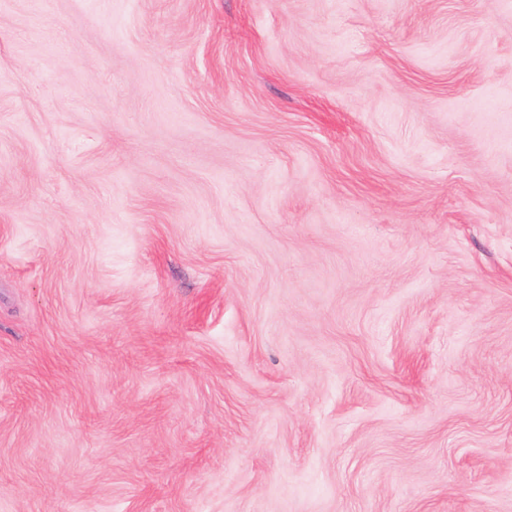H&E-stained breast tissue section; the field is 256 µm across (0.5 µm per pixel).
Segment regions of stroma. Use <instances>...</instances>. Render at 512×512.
Here are the masks:
<instances>
[{
	"mask_svg": "<svg viewBox=\"0 0 512 512\" xmlns=\"http://www.w3.org/2000/svg\"><path fill=\"white\" fill-rule=\"evenodd\" d=\"M0 512H512V0H0Z\"/></svg>",
	"mask_w": 512,
	"mask_h": 512,
	"instance_id": "35a3bbf8",
	"label": "stroma"
}]
</instances>
